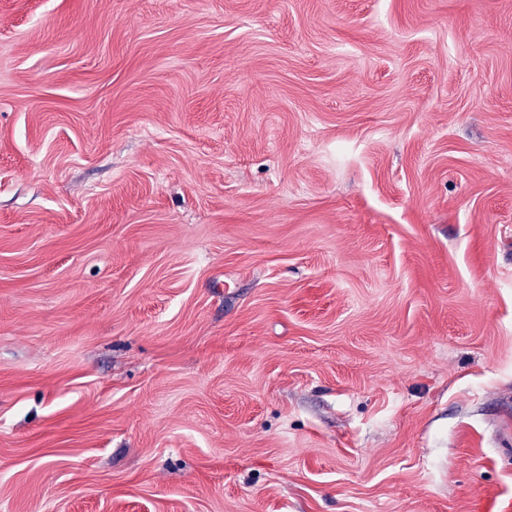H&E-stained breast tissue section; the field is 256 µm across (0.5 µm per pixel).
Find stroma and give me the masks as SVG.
<instances>
[{"label": "stroma", "instance_id": "stroma-1", "mask_svg": "<svg viewBox=\"0 0 512 512\" xmlns=\"http://www.w3.org/2000/svg\"><path fill=\"white\" fill-rule=\"evenodd\" d=\"M0 512H512V0H0Z\"/></svg>", "mask_w": 512, "mask_h": 512}]
</instances>
